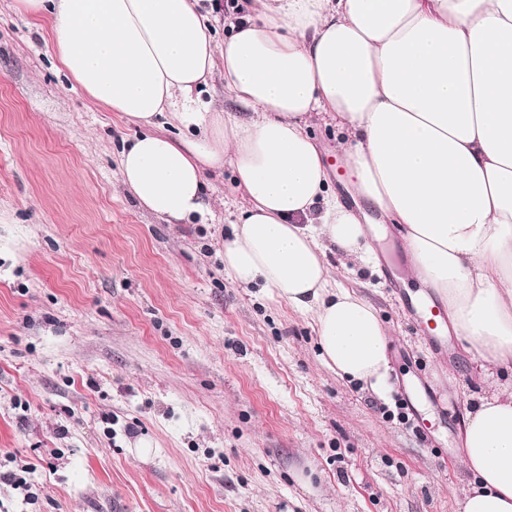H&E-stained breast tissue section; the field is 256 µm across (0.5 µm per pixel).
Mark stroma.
I'll return each instance as SVG.
<instances>
[{"label":"stroma","instance_id":"stroma-1","mask_svg":"<svg viewBox=\"0 0 512 512\" xmlns=\"http://www.w3.org/2000/svg\"><path fill=\"white\" fill-rule=\"evenodd\" d=\"M136 131L0 0V512H460L459 430L491 388L462 340L417 331L400 238L372 232L369 264L325 256L390 330L380 397L326 366L312 313L225 272L246 203L230 171L208 172L206 219L139 205L119 175ZM309 131L348 193L335 125Z\"/></svg>","mask_w":512,"mask_h":512}]
</instances>
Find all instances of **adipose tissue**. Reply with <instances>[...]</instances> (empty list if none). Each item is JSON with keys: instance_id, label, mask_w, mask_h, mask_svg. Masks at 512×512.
Here are the masks:
<instances>
[{"instance_id": "adipose-tissue-1", "label": "adipose tissue", "mask_w": 512, "mask_h": 512, "mask_svg": "<svg viewBox=\"0 0 512 512\" xmlns=\"http://www.w3.org/2000/svg\"><path fill=\"white\" fill-rule=\"evenodd\" d=\"M16 8L50 17L73 81L140 124L120 180L142 207L205 216L207 172L231 166L246 204L225 270L312 313L337 375L384 390L389 333L372 302L329 286L326 245L366 259L368 227L329 190L315 113L340 129L354 197L397 227L478 377L512 365V0H246L220 47L199 0ZM217 74L249 118L202 101ZM167 114L184 135L155 131ZM461 441L460 512H512V383L477 398Z\"/></svg>"}]
</instances>
